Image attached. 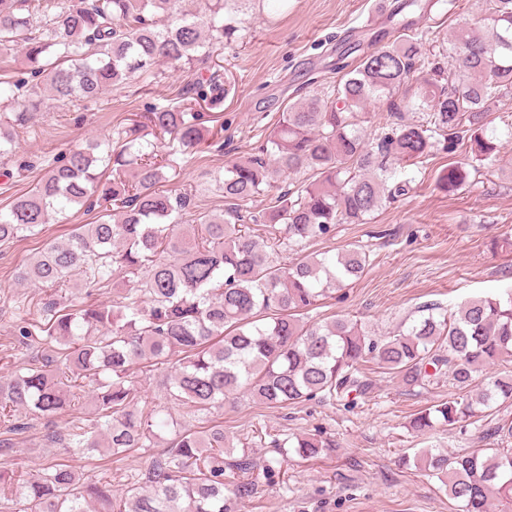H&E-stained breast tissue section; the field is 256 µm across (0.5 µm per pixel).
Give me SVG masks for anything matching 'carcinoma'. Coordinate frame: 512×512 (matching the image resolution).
<instances>
[{"mask_svg":"<svg viewBox=\"0 0 512 512\" xmlns=\"http://www.w3.org/2000/svg\"><path fill=\"white\" fill-rule=\"evenodd\" d=\"M247 0H202L201 11L180 0H0V51L20 53L26 76L0 86L4 112L25 124L44 97L58 102L93 99L139 69L167 62L193 71L213 48L232 41ZM484 32L461 29L448 49V70L431 65L428 33L402 23L404 33L372 45L359 65L345 70L334 98L312 96L288 106L261 154L225 169L224 211L191 212L192 193L164 192L174 154L159 158L132 124L119 148L104 155L87 140L69 148L37 186L0 211V242L35 234L50 213L95 199L106 218L47 245L21 277L48 288L80 277L85 294L107 288L119 271L135 287L110 303L80 302L66 309L43 303L46 364L18 371L0 384V411L24 408L53 418L75 404L78 381L93 388L95 417L73 422L66 447L106 448L115 459L149 448L160 432L174 437L154 459L145 486L114 493L74 466L50 463L35 480L0 466V509L22 512H227L225 470L252 469L247 455L224 461V427L206 431L139 410L142 384L133 368H151L177 355L171 397L198 418L243 392L270 407L314 399L364 397L372 382L360 369L371 359L407 386L448 379L459 396L420 411L410 427L425 432L483 417L512 403V371L479 379L504 353L512 354V291L475 298L448 313L420 307L406 328L375 338L358 322L335 318L313 324L304 314L358 279L369 251L352 247L300 256L285 264L281 250L327 239L338 224H362L382 204L405 192L391 160L424 162L443 139L448 153L470 150L478 159L497 151L489 113L512 93V0H484ZM389 107L375 146L361 126L371 103ZM416 112L415 120L405 113ZM151 127L184 148L205 139L203 114L181 106L147 108ZM115 177L102 178L100 165ZM306 169L311 181L287 189L276 205L246 216L240 203L273 188L277 178ZM470 174L453 163L438 177L457 190ZM36 324L13 327L16 341L35 336ZM497 448L448 458L422 451L416 464L437 477L463 512H490L492 499L512 503V420L496 427ZM303 459L335 441L301 435L290 444Z\"/></svg>","mask_w":512,"mask_h":512,"instance_id":"cac0c4a2","label":"carcinoma"}]
</instances>
